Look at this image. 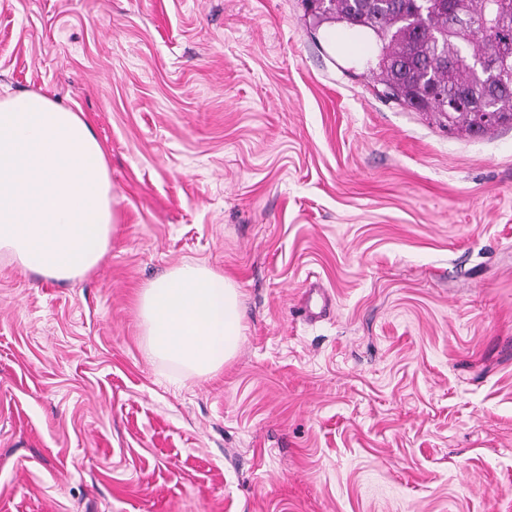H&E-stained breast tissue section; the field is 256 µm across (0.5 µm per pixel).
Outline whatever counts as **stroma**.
Listing matches in <instances>:
<instances>
[{"label": "stroma", "mask_w": 512, "mask_h": 512, "mask_svg": "<svg viewBox=\"0 0 512 512\" xmlns=\"http://www.w3.org/2000/svg\"><path fill=\"white\" fill-rule=\"evenodd\" d=\"M304 0H0V88L83 113L109 251L0 261V512H512V129L380 97ZM245 310L214 377L150 358L140 288Z\"/></svg>", "instance_id": "obj_1"}]
</instances>
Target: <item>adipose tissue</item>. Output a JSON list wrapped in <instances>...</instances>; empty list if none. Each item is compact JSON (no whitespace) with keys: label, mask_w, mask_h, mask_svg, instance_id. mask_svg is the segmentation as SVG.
<instances>
[{"label":"adipose tissue","mask_w":512,"mask_h":512,"mask_svg":"<svg viewBox=\"0 0 512 512\" xmlns=\"http://www.w3.org/2000/svg\"><path fill=\"white\" fill-rule=\"evenodd\" d=\"M117 222L103 149L81 113L50 97L0 98V258L56 280L93 271ZM242 294L223 273L182 264L141 288L138 320L151 357L218 373L244 332Z\"/></svg>","instance_id":"obj_1"}]
</instances>
